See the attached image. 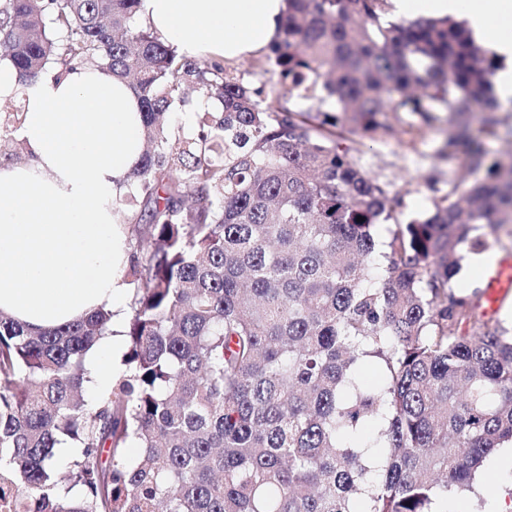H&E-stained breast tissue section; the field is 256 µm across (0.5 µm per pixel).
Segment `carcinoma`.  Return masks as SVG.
Listing matches in <instances>:
<instances>
[{
  "instance_id": "carcinoma-1",
  "label": "carcinoma",
  "mask_w": 512,
  "mask_h": 512,
  "mask_svg": "<svg viewBox=\"0 0 512 512\" xmlns=\"http://www.w3.org/2000/svg\"><path fill=\"white\" fill-rule=\"evenodd\" d=\"M141 0H0V56L25 77L84 65L126 80L145 149L125 352L87 388L112 312L33 333L0 312V502L9 512H448L494 480L512 443V328L454 291L460 252L512 224V159L465 132L501 112L495 61L450 18L384 22L385 0H284L268 60L288 92L330 109L272 108L136 24ZM221 103L169 125L186 90ZM23 106L0 97V135ZM388 112L428 126L484 174L383 241L400 198L332 138H373ZM362 221H357V218ZM483 224L488 232L472 234ZM73 449L70 469L53 461ZM130 447L141 459L128 460Z\"/></svg>"
}]
</instances>
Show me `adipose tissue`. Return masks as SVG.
Here are the masks:
<instances>
[{
	"mask_svg": "<svg viewBox=\"0 0 512 512\" xmlns=\"http://www.w3.org/2000/svg\"><path fill=\"white\" fill-rule=\"evenodd\" d=\"M283 0H141L139 20L187 56L238 60L277 40ZM393 19L464 15L474 40L512 58V0H387ZM0 96L22 98L24 161L0 159V311L45 330L103 308L112 327L89 365L97 388L113 378L130 260L117 216L143 152L140 103L96 66L24 81L0 61Z\"/></svg>",
	"mask_w": 512,
	"mask_h": 512,
	"instance_id": "obj_1",
	"label": "adipose tissue"
}]
</instances>
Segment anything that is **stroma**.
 Segmentation results:
<instances>
[{
  "instance_id": "obj_1",
  "label": "stroma",
  "mask_w": 512,
  "mask_h": 512,
  "mask_svg": "<svg viewBox=\"0 0 512 512\" xmlns=\"http://www.w3.org/2000/svg\"><path fill=\"white\" fill-rule=\"evenodd\" d=\"M228 77L243 84L263 89L267 98H279L282 104L296 107L283 85L278 71L265 56L258 55L225 65ZM417 118L408 113H390L385 118L386 127L374 138L353 137L345 141L351 162L371 178L403 197L404 205L392 220L377 228L379 238H386L397 225L432 209V200L441 196L449 183H458L467 189L472 181L454 162L441 159L436 150L446 134L445 121H437L426 128L422 138H414L411 127Z\"/></svg>"
}]
</instances>
